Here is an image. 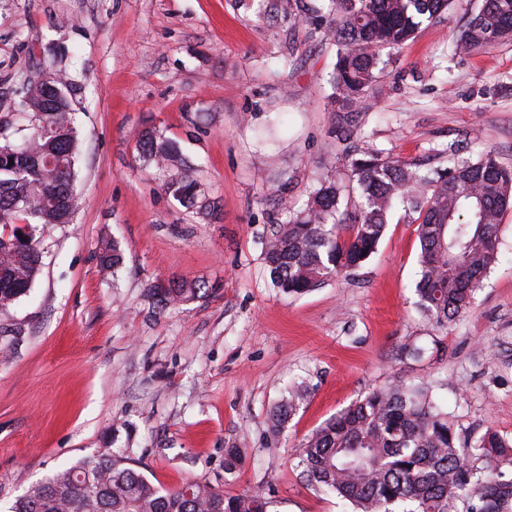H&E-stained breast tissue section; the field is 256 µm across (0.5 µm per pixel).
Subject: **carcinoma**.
I'll return each mask as SVG.
<instances>
[{
	"instance_id": "1",
	"label": "carcinoma",
	"mask_w": 512,
	"mask_h": 512,
	"mask_svg": "<svg viewBox=\"0 0 512 512\" xmlns=\"http://www.w3.org/2000/svg\"><path fill=\"white\" fill-rule=\"evenodd\" d=\"M450 0H321L316 10L338 46L330 82L332 125L344 143L348 178H324L305 207L287 212L263 247L274 287L303 294L355 269L375 252L396 204L418 214L416 282L420 313L445 326L470 305L498 262L502 215L512 209V167L491 152L452 157L444 169L394 160L361 148L358 131L371 109L370 91L388 61L381 51L412 39L435 21ZM512 41V0H482L455 45L470 53ZM38 93L22 97L27 124L0 119V313L25 296L40 272L42 255L33 231L68 223L74 196L77 132L73 113L35 111ZM21 135L15 141V135ZM139 157L165 178L163 186L183 206L212 214L195 170L177 143L150 130L138 141ZM357 199L354 210L342 207ZM25 252L4 245L18 237ZM124 257L116 242L100 253L104 270L117 273ZM196 279H172L152 289L161 310L211 296ZM304 391L289 392L272 413L280 433ZM478 453L460 443L448 414L427 388L393 384L368 393L315 431L298 448L296 467L309 485L349 503L353 512H512V440L488 430ZM259 491L236 495L208 482L186 480L164 490L129 456L101 448L32 485L11 512H271Z\"/></svg>"
}]
</instances>
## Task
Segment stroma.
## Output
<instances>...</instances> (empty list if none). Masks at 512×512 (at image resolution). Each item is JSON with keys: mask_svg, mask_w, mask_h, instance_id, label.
Instances as JSON below:
<instances>
[{"mask_svg": "<svg viewBox=\"0 0 512 512\" xmlns=\"http://www.w3.org/2000/svg\"><path fill=\"white\" fill-rule=\"evenodd\" d=\"M0 0V113L19 74L62 68L73 95L78 200L39 226L41 270L0 321L20 334L0 362V512L54 470L112 443L167 488L193 478L258 490L273 512H350L308 485L296 445L375 389L429 384L462 440L512 438V211L499 261L447 326L416 307L414 216L396 210L358 269L301 295L274 288L262 242L283 206L344 175L332 130L336 44L297 0ZM481 0H453L392 50L361 139L435 168L450 150L512 166V42L466 55L454 43ZM177 140L215 207L203 218L165 192L137 150L142 131ZM118 241L117 278L100 247ZM214 295L155 308L158 280ZM424 349L409 357L411 345ZM307 396L279 435L270 412ZM245 462L224 469V451Z\"/></svg>", "mask_w": 512, "mask_h": 512, "instance_id": "1", "label": "stroma"}]
</instances>
